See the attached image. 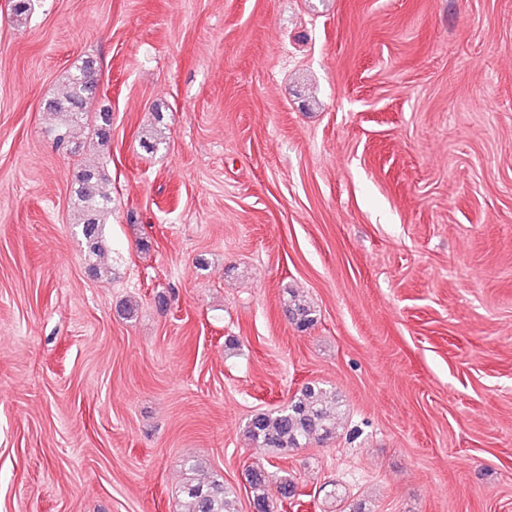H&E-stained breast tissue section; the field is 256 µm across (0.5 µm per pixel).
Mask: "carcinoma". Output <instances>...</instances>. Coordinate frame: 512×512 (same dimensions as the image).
Here are the masks:
<instances>
[{"instance_id":"carcinoma-1","label":"carcinoma","mask_w":512,"mask_h":512,"mask_svg":"<svg viewBox=\"0 0 512 512\" xmlns=\"http://www.w3.org/2000/svg\"><path fill=\"white\" fill-rule=\"evenodd\" d=\"M100 85L98 70L91 60L74 66L63 88L46 101L45 109L61 117L53 130L57 147L70 148L74 144V127L82 120L89 121L90 133L98 144L110 141L112 114L101 111L89 116L88 105L97 96ZM80 227L89 260L105 251V226L112 217V193L100 163H81L75 173L72 190ZM287 312L291 323L307 329L316 322L315 311L304 300L292 298ZM335 395L318 383L309 382L297 391L287 406L269 412L254 414L245 426L246 435L260 448L289 452L306 447L311 442H324L336 435V411L330 406ZM186 477L180 489L177 512H238L234 490L224 484L220 476L210 479L197 477L200 464H184ZM252 490L250 504L260 512H272L273 498L281 501L300 496L298 485L286 474H271L261 466L248 471Z\"/></svg>"}]
</instances>
